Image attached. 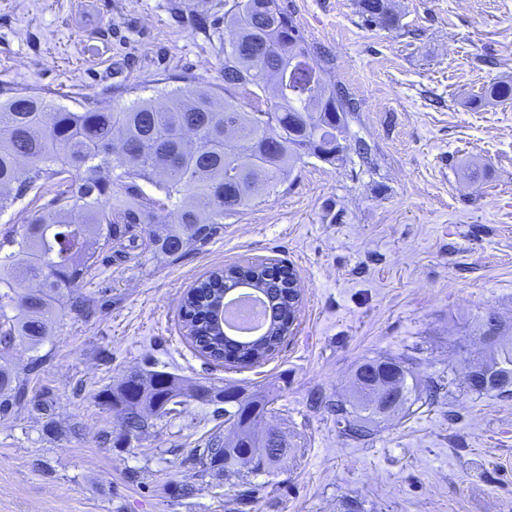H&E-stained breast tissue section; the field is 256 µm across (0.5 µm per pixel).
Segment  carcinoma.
Masks as SVG:
<instances>
[{"mask_svg":"<svg viewBox=\"0 0 512 512\" xmlns=\"http://www.w3.org/2000/svg\"><path fill=\"white\" fill-rule=\"evenodd\" d=\"M368 25L392 30L398 16L390 0H357ZM224 20V99L188 86L156 104L140 99L101 107L89 101L80 111L55 107L45 97L6 88L0 101V212L33 189L56 182L59 190L34 211L20 238L0 243V347L16 340L36 347L52 335L59 312L89 315L92 296L77 294L97 252L116 245L129 251L179 259L194 243L224 228L240 213L284 184L307 156L334 163L337 109L343 117L356 104L332 79L329 63L300 30L293 14L276 0H234ZM262 100L251 112L237 93ZM485 97L512 102V81L487 89ZM120 173H115V170ZM153 187L148 193L144 185ZM10 250L3 251L4 246ZM285 266L251 262L211 272L184 295V337L195 354L215 363L224 358L226 336L211 324L225 292L255 280L272 304L266 332L242 345L234 362L243 366L273 356L290 334L282 315L296 305L288 293ZM494 353L471 368L470 392L512 396V336L499 335ZM413 356H383L359 364L351 394L331 404L341 434L371 439L373 426L403 409L414 389L407 384ZM142 390L127 379L99 394L98 405L120 420L119 437L129 440L157 419L176 414L185 396L166 371H134ZM397 389L392 410L377 406L379 390ZM27 403L26 380L0 367V417ZM224 412V433L213 432L193 462L205 475L272 473L288 454V439L267 448L256 424L274 412V399L243 392L234 402L206 401Z\"/></svg>","mask_w":512,"mask_h":512,"instance_id":"carcinoma-1","label":"carcinoma"}]
</instances>
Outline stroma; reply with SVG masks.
Here are the masks:
<instances>
[{
  "label": "stroma",
  "instance_id": "stroma-1",
  "mask_svg": "<svg viewBox=\"0 0 512 512\" xmlns=\"http://www.w3.org/2000/svg\"><path fill=\"white\" fill-rule=\"evenodd\" d=\"M332 59L359 110L345 162L307 158L259 204L225 217L176 261L102 254L83 290L100 308L61 312L39 349L30 393L48 399L0 418V512H512V398L461 382L488 349L475 323L512 329V104L482 102L512 80V0H392L399 26L362 22L357 0H286ZM208 13V31L189 19ZM224 0H0V86L77 110L86 98L157 99L184 82L221 90ZM289 266L302 287L292 335L268 362L217 366L182 329L183 293L210 270ZM420 363L412 383L454 375L363 445L314 395L345 394L356 366L386 354ZM136 368L183 387L278 386L271 423L291 444L255 498L240 479L195 477L191 456L219 423L181 415L116 442L98 393ZM82 426L73 438L68 426ZM192 493H183V486Z\"/></svg>",
  "mask_w": 512,
  "mask_h": 512
}]
</instances>
